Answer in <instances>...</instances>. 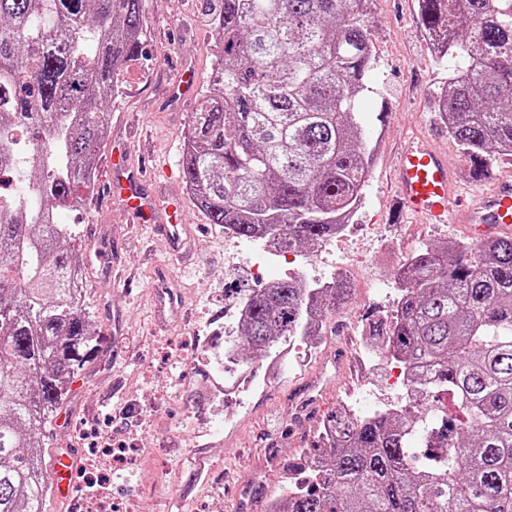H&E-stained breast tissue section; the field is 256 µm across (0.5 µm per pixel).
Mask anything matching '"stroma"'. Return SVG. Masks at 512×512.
<instances>
[{"instance_id": "stroma-1", "label": "stroma", "mask_w": 512, "mask_h": 512, "mask_svg": "<svg viewBox=\"0 0 512 512\" xmlns=\"http://www.w3.org/2000/svg\"><path fill=\"white\" fill-rule=\"evenodd\" d=\"M142 54L119 74L120 95L110 110L107 157L126 143L130 126L142 145L128 162L157 164L155 195L183 201L191 263L174 259L165 239L137 223L121 200L105 196L106 166L97 189L79 212L66 211L85 265L86 305L98 343L74 370L67 404L44 432L45 458L72 455L78 489L88 482L101 500L134 512H267L273 494L288 485V465L316 438L317 424L340 402L367 394V406L408 404L405 390L389 383L393 361L359 351L353 326L392 314L398 299L393 271L401 257L425 244L471 240L464 223L436 228L409 217L389 222L394 194L391 171L408 138L430 140L455 170L451 194L474 188L489 192L512 182V161L474 184L470 167L434 112V96L458 60L436 59L417 15V0H374L368 18L375 64L364 103L363 131L376 146L365 198L337 254L356 267L351 298L327 322L320 351L282 366L264 388L235 397L213 394L194 371L202 360L223 368L225 338L220 313L253 287L245 266L258 248L253 240L232 243L223 225L210 223L195 206L182 176L184 136L196 103L177 104L173 90L183 71L207 85L219 37L204 0H145ZM334 257L297 250L273 260L268 277L326 278ZM166 279L177 303L164 321L154 314V287ZM358 360L362 381L338 370L336 358Z\"/></svg>"}]
</instances>
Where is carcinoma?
<instances>
[{
  "mask_svg": "<svg viewBox=\"0 0 512 512\" xmlns=\"http://www.w3.org/2000/svg\"><path fill=\"white\" fill-rule=\"evenodd\" d=\"M213 78L185 136L182 171L210 223L310 247L361 209L374 150L359 114L375 55L372 0H212ZM143 0H0V512H47L42 429L97 341L83 261L60 211L88 200L108 103L140 51ZM434 53L459 58L436 96L449 137L487 176L512 157V0H418ZM394 315L366 323L404 365L419 410L334 414L328 446L275 512H512V237L399 262ZM280 280L249 290L240 333L255 354L349 297ZM428 428L424 461L407 429Z\"/></svg>",
  "mask_w": 512,
  "mask_h": 512,
  "instance_id": "1",
  "label": "carcinoma"
}]
</instances>
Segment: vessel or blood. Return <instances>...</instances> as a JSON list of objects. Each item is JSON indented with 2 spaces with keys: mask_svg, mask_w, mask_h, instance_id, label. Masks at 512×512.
<instances>
[{
  "mask_svg": "<svg viewBox=\"0 0 512 512\" xmlns=\"http://www.w3.org/2000/svg\"><path fill=\"white\" fill-rule=\"evenodd\" d=\"M453 172L447 157L429 144L408 142L400 151L395 169V193L391 200L393 211L417 217L425 224L447 223L448 186ZM142 173L131 168L126 159L110 162L108 194L121 199L133 210L151 216L162 212L157 230L166 237L170 252L182 257L185 241L182 237L184 216L179 205L168 203L158 206L145 190ZM470 222L475 232L483 237H493L512 231V185L498 187L466 201ZM75 462L70 457H53L49 464L50 481L56 496L69 499L76 491L73 480Z\"/></svg>",
  "mask_w": 512,
  "mask_h": 512,
  "instance_id": "b4317fda",
  "label": "vessel or blood"
}]
</instances>
